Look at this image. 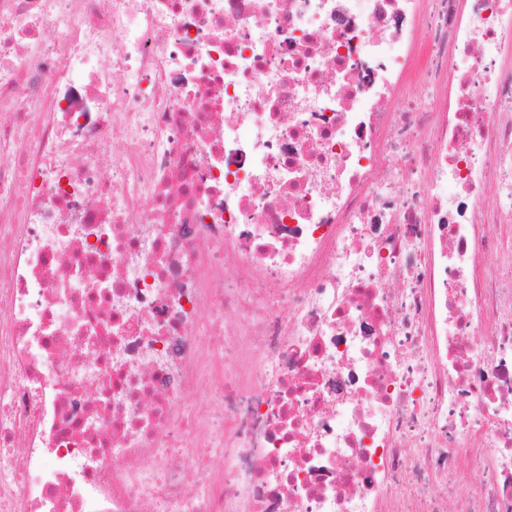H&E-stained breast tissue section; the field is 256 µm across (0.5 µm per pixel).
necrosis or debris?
<instances>
[{
  "instance_id": "necrosis-or-debris-1",
  "label": "necrosis or debris",
  "mask_w": 512,
  "mask_h": 512,
  "mask_svg": "<svg viewBox=\"0 0 512 512\" xmlns=\"http://www.w3.org/2000/svg\"><path fill=\"white\" fill-rule=\"evenodd\" d=\"M509 50L512 0H0V512H512Z\"/></svg>"
}]
</instances>
